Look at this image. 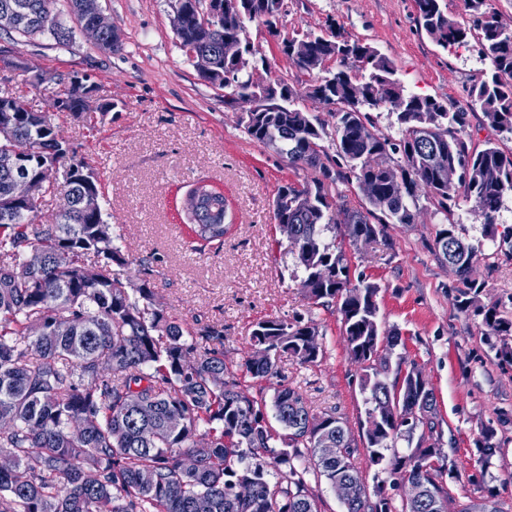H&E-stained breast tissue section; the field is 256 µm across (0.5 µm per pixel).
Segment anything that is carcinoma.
Masks as SVG:
<instances>
[{
    "label": "carcinoma",
    "mask_w": 512,
    "mask_h": 512,
    "mask_svg": "<svg viewBox=\"0 0 512 512\" xmlns=\"http://www.w3.org/2000/svg\"><path fill=\"white\" fill-rule=\"evenodd\" d=\"M59 0H0V11L21 18L14 32L22 37L48 35L59 44L74 37L60 18ZM78 27L88 22L85 0H64ZM441 0H415L418 24L439 46L462 42L467 29L450 18ZM490 0H466L474 18L488 69L470 89L485 119L512 134V31L496 25ZM179 49L190 63L200 57L232 74L230 92L248 91L264 106L245 112L241 126L249 139L274 146L293 165L315 172L311 182L279 187L273 200L276 223L293 225L298 263L310 281L307 296L318 306H334L341 315L350 355L362 362L380 361L395 346L398 333L378 322L380 287L352 278L342 242L390 246L389 224H412L421 195L444 215L459 194L473 202L484 224L496 223L504 197L512 193V156L489 144L471 147L459 129L465 113L450 112L431 97L405 93L388 57L369 43L336 29L314 34L310 51L295 66L310 76L296 90L277 79V89L251 86L247 73L256 52L240 64L224 62V37H246L237 17L224 19L213 31H202L195 14L172 18ZM98 86L69 83L60 95L73 117L93 130L98 112H78ZM332 106L334 123L299 106L302 98ZM383 105L397 111L399 136L377 129L370 112ZM51 118L27 109L19 100L0 111V155L17 152L23 168L0 167V451L12 465L0 469V512H197L205 499L209 512H322L323 501L311 480L338 477L359 481L360 498L344 512H439L437 494L453 464H432L440 449L418 439L414 451L402 454L397 444L412 438L404 429L412 407H429L430 430L439 425L437 401L426 383L388 381L377 370L361 377L369 409L399 399V412L385 419L363 445L369 461L386 475L373 492L361 482L357 447L341 419L310 413L302 396L281 385L271 402L240 389L238 374L224 362V329L217 325L189 331L156 303L145 283L112 278V264L125 258L102 213L89 214L81 198L99 192L98 180L83 160L69 165L70 179L59 185L53 169L67 155ZM330 142L334 154L324 142ZM461 172L457 182H440L442 165ZM502 172L499 182L484 180V171ZM25 175L34 184L32 199L15 204L13 182ZM374 185L366 205L354 209L344 196H332L338 183ZM60 195L54 222L36 221L40 201ZM187 220L200 241H224V195L202 184L189 192ZM331 233L325 240L324 234ZM458 242L454 225H443L435 249L457 261L459 284L478 288L468 275L477 249L448 253ZM44 253L40 269L26 265L27 253ZM488 336L501 342L500 355L512 359V318L497 306L484 310ZM320 330L312 320L257 322L251 341L266 346L262 357L245 363L255 379L278 377L282 355L301 365L323 356ZM272 408L287 431L284 447L268 421ZM337 441L336 455L322 452L323 436ZM210 442L196 469L186 472L181 458L198 437ZM410 476L428 491V503L396 506L386 487Z\"/></svg>",
    "instance_id": "1"
}]
</instances>
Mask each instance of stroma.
<instances>
[{"label": "stroma", "mask_w": 512, "mask_h": 512, "mask_svg": "<svg viewBox=\"0 0 512 512\" xmlns=\"http://www.w3.org/2000/svg\"><path fill=\"white\" fill-rule=\"evenodd\" d=\"M287 4L285 29L318 33L332 24L367 40L394 62L397 79L410 92L466 113L462 134L473 146L490 143L512 155V134L491 126L469 97L484 69L476 37L438 46L420 29L414 0ZM100 5L121 37L118 50L99 49L80 34L65 46L48 36L27 40L18 50L31 70L16 75L11 91L27 109L49 115L76 146L78 159L97 172L103 217L126 258L112 265L113 277L148 283L185 328L223 326L224 358L254 397H271L273 390L245 371L253 324L267 317L314 320L325 357L307 367L282 357L281 381L299 391L312 413L335 414L360 437L363 368L348 353L340 314L306 297L300 286L304 271L273 218L277 189L310 182L313 170L247 138L239 125L242 105L225 102L223 90L204 81L181 55L169 0ZM247 30L268 63L261 78L282 76L304 86L307 74L289 63L263 25L253 21ZM35 71L51 76V83L33 86ZM76 73L90 74L101 101L112 106L92 131L53 109L63 78ZM200 180L223 191L230 229L223 242L192 248L183 203ZM447 222L478 250V290L465 310L455 273L435 251L436 233ZM386 234L390 248L348 241L344 250L354 275L379 284L383 328L402 337L391 370L417 367L435 392V437L456 469L446 479L450 512L488 498L499 512H512V362L491 347L483 323V310L492 305L512 317V194L493 228L466 197L448 216L423 198L415 223L388 225ZM487 429L500 446L488 460L479 449Z\"/></svg>", "instance_id": "obj_1"}]
</instances>
